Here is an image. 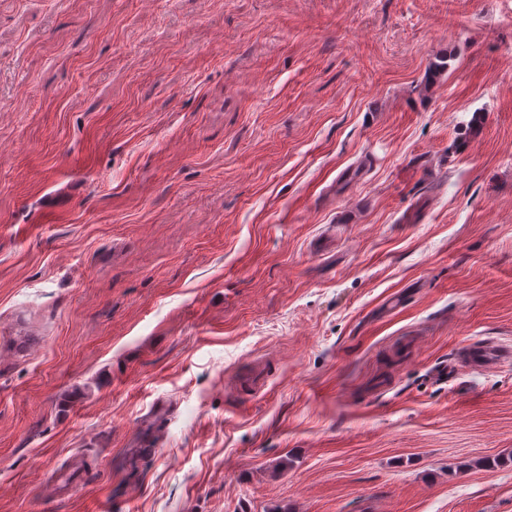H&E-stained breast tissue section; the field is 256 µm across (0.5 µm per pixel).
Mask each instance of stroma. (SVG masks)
Masks as SVG:
<instances>
[{"label": "stroma", "mask_w": 512, "mask_h": 512, "mask_svg": "<svg viewBox=\"0 0 512 512\" xmlns=\"http://www.w3.org/2000/svg\"><path fill=\"white\" fill-rule=\"evenodd\" d=\"M21 320L0 512H512V0H0ZM509 361H512V347L476 339L462 344L454 359L455 365L457 362L460 367L476 370L497 368Z\"/></svg>", "instance_id": "obj_1"}]
</instances>
